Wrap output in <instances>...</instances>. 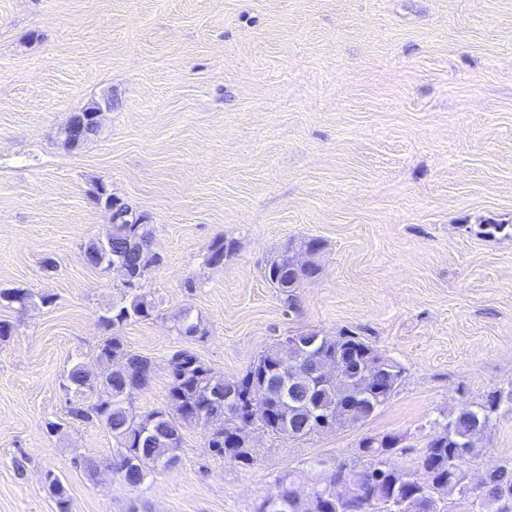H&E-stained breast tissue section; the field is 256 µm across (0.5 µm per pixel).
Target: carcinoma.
<instances>
[{
	"mask_svg": "<svg viewBox=\"0 0 512 512\" xmlns=\"http://www.w3.org/2000/svg\"><path fill=\"white\" fill-rule=\"evenodd\" d=\"M107 205L118 221L105 238L90 241L84 255L94 256L95 267L114 262L128 266L140 280L149 262L153 232L127 204L109 198ZM321 246L314 238L297 248L286 246L266 269V280L285 295L288 307H293L291 289L297 282L319 271L314 262L302 268L296 266V251H318ZM232 248V243L222 239L214 242L206 255L207 263H222L224 254ZM34 297L25 289L0 290V302L21 307ZM153 311L152 302L137 289H128L100 317L108 332L97 354L98 361L106 366L100 373L102 380L86 382V369L75 364L64 384L72 394L67 400L69 422L96 420L112 433L109 467L113 475L131 486L181 462L182 431L189 426H203L214 455L249 465L255 455L251 429L289 439L294 431L304 438L360 424L390 400L402 380L399 363L379 354L358 336L298 333L268 347L244 375L235 379L215 375L195 352L178 349L167 361L169 404L164 409L137 413L131 397L150 380L153 362L127 350L121 330L131 321L151 318ZM178 332L198 341L207 336L201 323L186 318ZM373 363L377 376L368 378L359 371ZM228 392L234 397L226 401L224 394ZM86 394L95 396L96 402L84 405ZM256 398L267 405L269 414L248 423L242 421L243 409ZM504 404L512 405V388L493 391L481 403L464 404L449 412L445 422L437 424L429 436L419 458L423 480L415 472L387 463L390 454L407 447L410 434L363 438L359 449L369 457L368 465L362 469L340 465L310 487L318 497L319 512H336L337 501L344 497L349 499V512H452L444 497L469 494L461 464L478 455V443ZM47 480L58 512H68L69 498L63 482L51 473ZM280 487V495H288V512H310L299 496L297 475L283 476ZM507 502L512 503V463L498 466L483 478L471 512H502Z\"/></svg>",
	"mask_w": 512,
	"mask_h": 512,
	"instance_id": "carcinoma-1",
	"label": "carcinoma"
}]
</instances>
